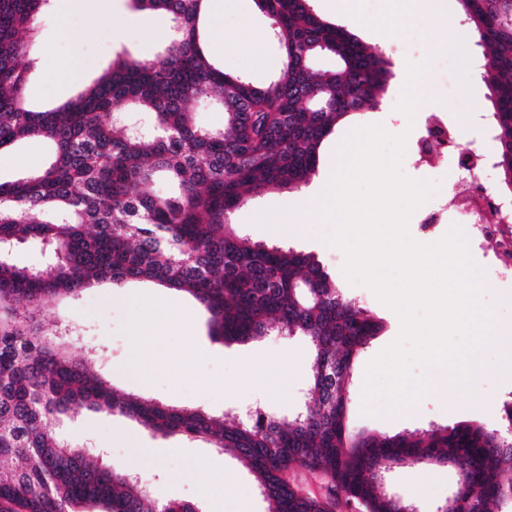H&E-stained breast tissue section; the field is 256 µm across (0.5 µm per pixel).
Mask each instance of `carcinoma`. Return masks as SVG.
I'll return each mask as SVG.
<instances>
[{
	"mask_svg": "<svg viewBox=\"0 0 512 512\" xmlns=\"http://www.w3.org/2000/svg\"><path fill=\"white\" fill-rule=\"evenodd\" d=\"M170 16L173 36L153 60L117 57L75 99L35 110L27 94L37 19L49 0H0V154L48 140L39 170L0 181V512H201L189 500L159 501L148 480L128 478L62 436L83 410L129 418L153 435L231 450L273 512H330L288 480L321 471L331 491L362 512H400L384 475L400 463L447 461L464 475L448 512L512 506V400L492 428L461 422L394 435L353 431L352 366L384 329L337 287L315 255L253 242L228 217L268 186L298 189L343 118L375 108L391 62L310 0H255L282 51L279 76L258 85L229 75L205 50L209 0H132ZM482 48L492 94L494 166L512 195V0H459ZM334 59L331 68L316 59ZM216 101L224 126L204 127L192 109ZM40 247V268L18 262ZM152 282L192 295L210 335L227 344L303 336L307 392L296 413H237L116 394L101 374L102 349L76 343L80 324L41 313L99 282Z\"/></svg>",
	"mask_w": 512,
	"mask_h": 512,
	"instance_id": "1",
	"label": "carcinoma"
}]
</instances>
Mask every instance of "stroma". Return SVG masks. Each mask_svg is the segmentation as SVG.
<instances>
[{
	"label": "stroma",
	"instance_id": "1",
	"mask_svg": "<svg viewBox=\"0 0 512 512\" xmlns=\"http://www.w3.org/2000/svg\"><path fill=\"white\" fill-rule=\"evenodd\" d=\"M434 9L404 14L394 21L391 0H353L349 12H333L326 0H310L321 19L343 26L372 50L392 62L393 76L377 109H368L339 122L320 150L317 169L308 184L298 189H269L238 210L233 222L243 235L263 244H283L315 254L336 275L345 293L360 302L369 314L381 319L385 331L368 345L354 367L359 390L349 409L352 429L392 435L433 425L469 422L494 426L497 407L512 398V350L485 348L481 355L486 381L469 392L452 391L447 402L426 392L422 384L430 376L429 365L412 366L409 395L394 401L383 388L385 377H376L381 391L367 397L368 363L398 336L394 312L372 291L350 283L343 273L345 255L333 245L332 222L307 205L320 189L345 138L366 126H380L397 135L408 126H421L426 114L441 110L440 97L417 100L414 117L400 112L397 104L406 84L408 65L429 73L434 59L477 60L481 49L469 35L458 0H433ZM39 36L34 48L29 99L37 106H51L75 96L99 76L117 56L151 60L168 44L172 34L169 16L136 9L132 0H111L108 14H101L96 0H79L66 19L49 11L38 19ZM67 36H60V27ZM270 21L254 0H233L224 11V24L209 33L210 56L225 72L255 83H265L280 72L282 56L271 41ZM78 60L82 80L68 67ZM50 152L48 143L29 142L0 155V180L41 166ZM402 170L411 179L434 184L428 203L436 204L455 219L460 204L446 187L455 179L452 165L437 168L416 164L411 155L402 158ZM469 254L478 280H493V288L481 291L480 304L492 311L497 326H512V283L499 280L490 245L471 238ZM65 316L84 329L86 341L106 353L105 371L117 392L158 399L171 405L203 407L219 413L250 405L278 415L291 413L307 399L310 371L308 344L300 336L270 335L245 344L227 345L209 334L208 315L186 293L159 288L147 282L121 288L103 284L68 300L62 312L47 310L44 320ZM150 323L157 345L152 371L143 375L138 366V336ZM65 432L71 439L93 442L106 449L108 460H123L127 469L149 477L157 499L180 498L200 502L203 512H271L254 475L231 452L220 453L203 442L152 436L135 423L105 413L85 411L68 420ZM225 479L223 495L203 501L206 479ZM456 482L453 467L407 465L390 471V491L410 500L419 512H436Z\"/></svg>",
	"mask_w": 512,
	"mask_h": 512
}]
</instances>
